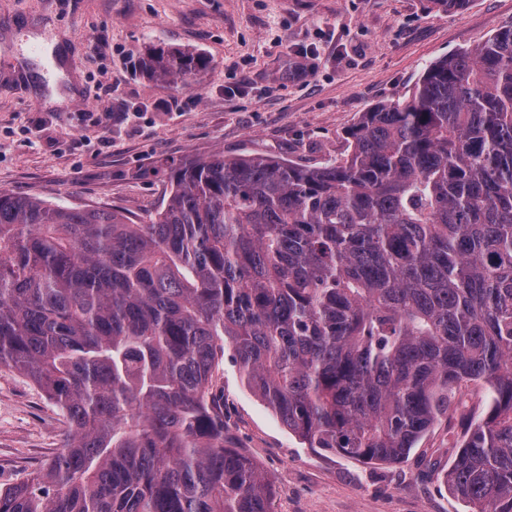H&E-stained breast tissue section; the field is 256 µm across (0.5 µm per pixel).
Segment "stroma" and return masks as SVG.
Wrapping results in <instances>:
<instances>
[{"label": "stroma", "instance_id": "obj_1", "mask_svg": "<svg viewBox=\"0 0 512 512\" xmlns=\"http://www.w3.org/2000/svg\"><path fill=\"white\" fill-rule=\"evenodd\" d=\"M512 23V0H0V189L70 207L159 210L188 159L344 155L361 112L409 98L423 70ZM154 48L208 67L171 86ZM226 434L270 481L274 512H467L442 483L461 436L444 417L408 458L373 465L311 448L217 371ZM65 424L28 378L0 372V485L59 452Z\"/></svg>", "mask_w": 512, "mask_h": 512}]
</instances>
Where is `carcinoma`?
I'll return each mask as SVG.
<instances>
[{"label":"carcinoma","instance_id":"obj_1","mask_svg":"<svg viewBox=\"0 0 512 512\" xmlns=\"http://www.w3.org/2000/svg\"><path fill=\"white\" fill-rule=\"evenodd\" d=\"M176 85L206 66L158 50ZM319 166L217 153L136 224L0 190V368L66 421L0 512H272L228 446L224 347L310 448L399 463L481 385L443 476L512 512V24L361 113Z\"/></svg>","mask_w":512,"mask_h":512}]
</instances>
